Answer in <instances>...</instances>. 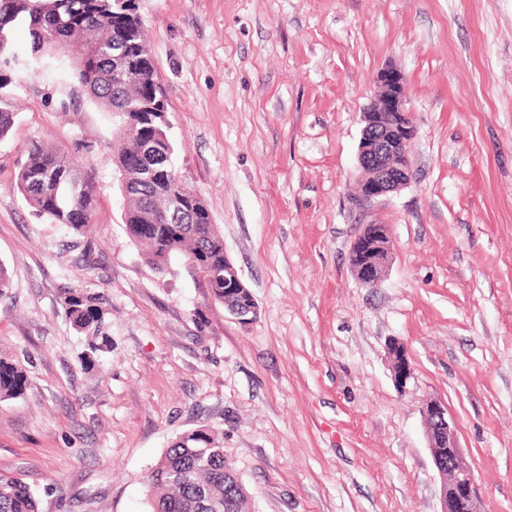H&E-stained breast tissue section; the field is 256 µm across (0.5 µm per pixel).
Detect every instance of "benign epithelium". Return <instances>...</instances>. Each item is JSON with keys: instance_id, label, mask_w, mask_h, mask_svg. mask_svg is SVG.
I'll list each match as a JSON object with an SVG mask.
<instances>
[{"instance_id": "7a95c632", "label": "benign epithelium", "mask_w": 512, "mask_h": 512, "mask_svg": "<svg viewBox=\"0 0 512 512\" xmlns=\"http://www.w3.org/2000/svg\"><path fill=\"white\" fill-rule=\"evenodd\" d=\"M377 90L362 113L358 144L360 171L353 200L367 207L401 190L411 180L410 147L416 137L412 113L407 108L405 76L396 68L376 75ZM393 259V245L386 224H364L351 244L348 263L354 278L375 288ZM224 287L249 290L229 257H224ZM400 342L387 347L396 383L403 387L413 371L407 355L397 357ZM428 448L441 479L440 512H478L479 487L471 464L457 441L447 408L430 402L422 411Z\"/></svg>"}]
</instances>
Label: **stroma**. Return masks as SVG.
<instances>
[{
  "instance_id": "stroma-1",
  "label": "stroma",
  "mask_w": 512,
  "mask_h": 512,
  "mask_svg": "<svg viewBox=\"0 0 512 512\" xmlns=\"http://www.w3.org/2000/svg\"><path fill=\"white\" fill-rule=\"evenodd\" d=\"M165 92L174 164L209 205L258 304L241 321L183 261L146 262L122 224L118 115L67 63L0 70V352L26 370L0 402V479L41 512H148L147 471L181 433L224 431L251 512H439L422 408L448 409L480 489L512 512V0H138ZM406 78L412 179L351 202L362 114L386 67ZM83 160L90 251L15 189L26 148ZM365 224L392 264L348 265ZM106 309L110 350L60 302ZM403 343L413 375L387 358ZM393 259L388 225L365 224L351 244L348 263L354 278L363 286L375 288ZM62 303L75 328L86 334L90 354L102 351L107 340L105 310L80 287L70 288L64 294ZM90 354H86L84 358L91 357ZM397 341V342H396ZM391 342L387 347L388 358L391 369L393 371L394 379L400 387H404L407 381L411 378L413 371L410 361L405 354L397 360V350L400 346H403L398 340ZM404 347V346H403Z\"/></svg>"
}]
</instances>
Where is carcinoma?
<instances>
[{
	"label": "carcinoma",
	"instance_id": "obj_1",
	"mask_svg": "<svg viewBox=\"0 0 512 512\" xmlns=\"http://www.w3.org/2000/svg\"><path fill=\"white\" fill-rule=\"evenodd\" d=\"M28 25L30 41L12 40L13 28ZM83 47L68 56L73 74L89 98L121 116L116 156L123 172V229L144 246L148 262L160 272L172 258L182 259L205 282L214 300L224 302V238L211 223L209 209L194 205L193 189L172 166L175 148L162 103L151 92L156 74L136 0H0V68L29 66L57 54L54 44ZM126 62L112 74V54ZM140 141L151 145L144 159L134 155ZM82 162L50 144L35 141L17 174L16 188L33 214L86 237L95 211L90 177L76 181ZM181 197L193 218L173 223L163 217L171 199ZM63 306L75 328L86 334L90 354L105 346V310L80 288L64 294ZM23 367L0 359V399L24 394ZM150 512H249L250 494L237 473L224 464L222 432L213 427L179 435L147 475ZM0 512H39L31 488L20 478L0 480Z\"/></svg>",
	"mask_w": 512,
	"mask_h": 512
}]
</instances>
